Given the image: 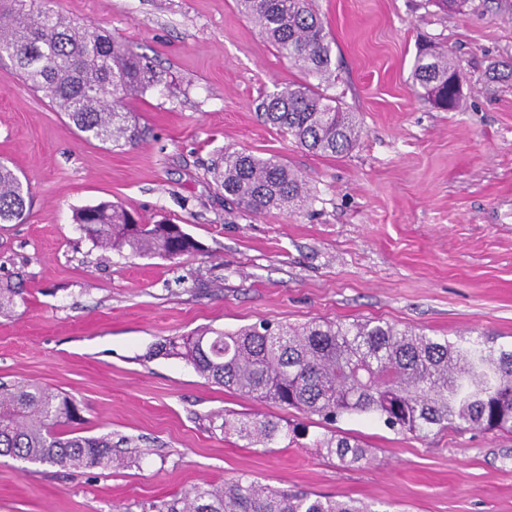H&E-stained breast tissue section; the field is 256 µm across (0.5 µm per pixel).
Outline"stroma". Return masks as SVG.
<instances>
[{
  "label": "stroma",
  "instance_id": "35a3bbf8",
  "mask_svg": "<svg viewBox=\"0 0 512 512\" xmlns=\"http://www.w3.org/2000/svg\"><path fill=\"white\" fill-rule=\"evenodd\" d=\"M158 60L167 82L125 103L144 131L114 147L76 130L0 58V162L30 189L27 219L0 224V265L23 303L0 314V382L37 383L81 406L82 436L111 435L114 468L0 458V512H146L195 485L247 473L274 488L369 503L374 512H512V433L426 437L361 416L353 466L311 448H247L221 414L306 415L211 384L156 344L261 321L381 320L455 341L512 344V0L460 14L432 0H312L334 39L327 87L361 126L345 155L313 154L266 124V95L304 79L236 0H38ZM459 65L461 102L419 98L417 49ZM275 155L310 189L253 214L211 173L224 148ZM125 204L201 245L169 260L101 256L76 209Z\"/></svg>",
  "mask_w": 512,
  "mask_h": 512
}]
</instances>
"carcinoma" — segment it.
<instances>
[{"mask_svg":"<svg viewBox=\"0 0 512 512\" xmlns=\"http://www.w3.org/2000/svg\"><path fill=\"white\" fill-rule=\"evenodd\" d=\"M240 10L297 68L316 83L290 84L259 104L264 122L320 155L350 152L360 137L356 116L322 86L336 78L334 40L309 0H237ZM44 93L82 133L113 146L142 137L123 101L142 96L166 79L145 54L108 35L75 25L34 0H0V57ZM420 96L443 110L456 108L462 76L448 53L420 50L411 74ZM213 174L226 199L262 214L302 206L305 180L276 156L224 148ZM29 188L0 164V224L26 218ZM74 223L103 253L177 259L199 249L170 221L143 224L121 206L101 202L74 212ZM23 280L0 276V313L22 295ZM162 349L192 365L208 381L242 397L318 418L328 433L312 447L343 464L367 458L365 446L333 428L345 416H368L398 433L426 437L448 429L512 433V348L492 338L428 336L380 321L312 320L301 325L261 324L233 333L205 329L165 340ZM224 434L268 448L300 444L307 429L281 426L262 414L221 416ZM81 420L75 399L39 384H0V457L72 469L124 462L112 437L66 434ZM153 512H374L353 499L280 490L247 476L223 485L195 486L183 497L151 506Z\"/></svg>","mask_w":512,"mask_h":512,"instance_id":"carcinoma-1","label":"carcinoma"}]
</instances>
